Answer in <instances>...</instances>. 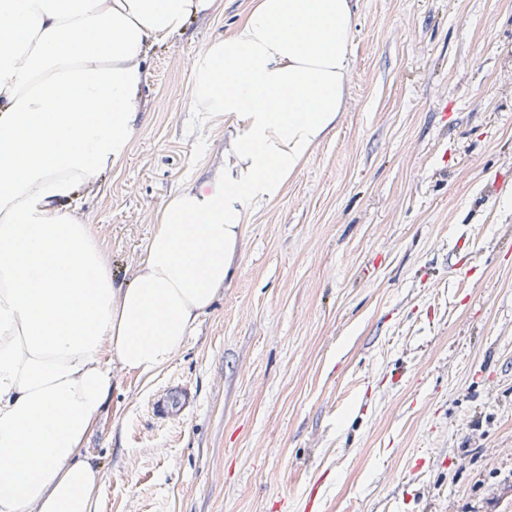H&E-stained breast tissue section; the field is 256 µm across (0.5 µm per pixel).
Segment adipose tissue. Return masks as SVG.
Wrapping results in <instances>:
<instances>
[{
    "mask_svg": "<svg viewBox=\"0 0 512 512\" xmlns=\"http://www.w3.org/2000/svg\"><path fill=\"white\" fill-rule=\"evenodd\" d=\"M212 0H0V512H91L83 446L112 367L170 363L229 278L254 207L275 199L344 109L354 0H255L192 67L223 116L224 167L154 217L125 286L71 212L126 153L145 47ZM115 361L106 363L104 351Z\"/></svg>",
    "mask_w": 512,
    "mask_h": 512,
    "instance_id": "adipose-tissue-1",
    "label": "adipose tissue"
}]
</instances>
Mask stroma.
<instances>
[{
    "mask_svg": "<svg viewBox=\"0 0 512 512\" xmlns=\"http://www.w3.org/2000/svg\"><path fill=\"white\" fill-rule=\"evenodd\" d=\"M253 0L146 50L137 132L77 195L128 284L151 215L224 165L193 60ZM345 110L252 212L150 375L114 368L92 512H512V0H356ZM182 384L193 408L159 420ZM191 402L190 391L184 386L174 385L154 401L153 410L159 418H164L174 412H183Z\"/></svg>",
    "mask_w": 512,
    "mask_h": 512,
    "instance_id": "obj_1",
    "label": "stroma"
}]
</instances>
